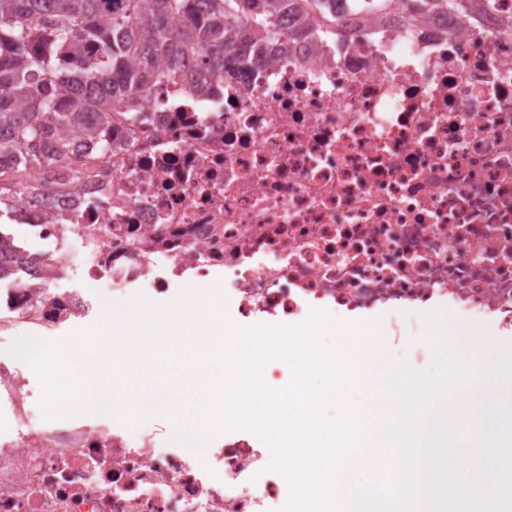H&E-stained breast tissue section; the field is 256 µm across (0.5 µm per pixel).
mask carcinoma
<instances>
[{
    "label": "carcinoma",
    "mask_w": 512,
    "mask_h": 512,
    "mask_svg": "<svg viewBox=\"0 0 512 512\" xmlns=\"http://www.w3.org/2000/svg\"><path fill=\"white\" fill-rule=\"evenodd\" d=\"M337 0H0V168L46 175L71 162L68 129L131 110L161 79L196 62L224 78L227 52L261 59L295 22L328 24ZM465 0H406L407 17Z\"/></svg>",
    "instance_id": "cac0c4a2"
}]
</instances>
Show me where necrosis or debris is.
I'll return each mask as SVG.
<instances>
[{"label":"necrosis or debris","instance_id":"1","mask_svg":"<svg viewBox=\"0 0 512 512\" xmlns=\"http://www.w3.org/2000/svg\"><path fill=\"white\" fill-rule=\"evenodd\" d=\"M338 14L206 91L190 70L164 80L74 133L73 167L0 191L42 245L0 275V336L209 284L249 328L443 311L511 334L512 0L413 25L404 0ZM41 401L1 360L0 512H282L252 430L196 455Z\"/></svg>","mask_w":512,"mask_h":512}]
</instances>
